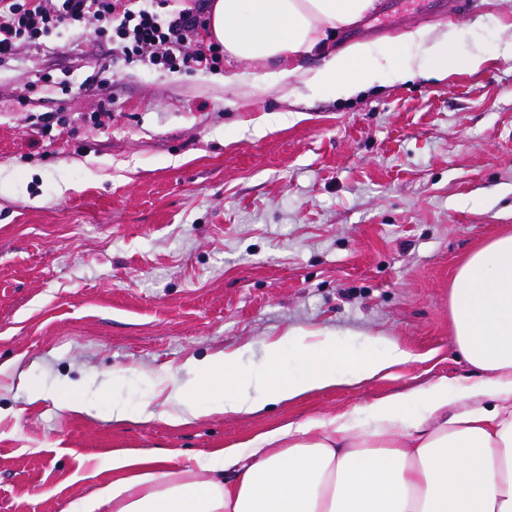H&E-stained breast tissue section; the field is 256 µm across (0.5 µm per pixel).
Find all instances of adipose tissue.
Returning <instances> with one entry per match:
<instances>
[{
    "mask_svg": "<svg viewBox=\"0 0 512 512\" xmlns=\"http://www.w3.org/2000/svg\"><path fill=\"white\" fill-rule=\"evenodd\" d=\"M375 0H211L207 35L231 58L277 61L254 75L267 90L300 79L312 89L350 98L382 83L442 79L478 72V53L456 49L447 27L432 35L415 29L401 43L357 42L330 53L340 28L358 21ZM425 47V61L413 49ZM318 55L320 67L302 61ZM451 338L479 373L455 387L437 382L364 407L362 415L285 423L230 446L202 473L162 471L149 461L112 457V477L82 498L76 512H512V233L475 251L458 269L450 291ZM303 361L299 376L277 373L281 343L265 346V366L239 369L241 352H218L193 364V377L175 392L173 423L203 416L255 414L268 405L352 385L409 362L410 351L390 340L356 371L333 335L297 331ZM420 408L412 412L409 401Z\"/></svg>",
    "mask_w": 512,
    "mask_h": 512,
    "instance_id": "obj_1",
    "label": "adipose tissue"
}]
</instances>
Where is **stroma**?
<instances>
[{"label": "stroma", "mask_w": 512, "mask_h": 512, "mask_svg": "<svg viewBox=\"0 0 512 512\" xmlns=\"http://www.w3.org/2000/svg\"><path fill=\"white\" fill-rule=\"evenodd\" d=\"M448 25L487 55L481 73L347 100L294 77L256 90L261 64L229 58L154 70L89 32L0 65V512H73L116 452L193 467L286 420L476 378L451 343L449 289L512 232V0H377L329 48ZM45 112L71 134H42ZM293 330L335 335L356 362L389 340L413 358L259 415L168 423L190 361L240 349L247 372ZM116 404L149 414L118 424Z\"/></svg>", "instance_id": "obj_1"}]
</instances>
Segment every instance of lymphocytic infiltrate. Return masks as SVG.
<instances>
[{"instance_id":"f902f5d3","label":"lymphocytic infiltrate","mask_w":512,"mask_h":512,"mask_svg":"<svg viewBox=\"0 0 512 512\" xmlns=\"http://www.w3.org/2000/svg\"><path fill=\"white\" fill-rule=\"evenodd\" d=\"M208 18V0L174 9L169 0H0V64L26 47L55 49L56 39L90 25L125 59L159 70L211 68L224 50L204 42Z\"/></svg>"}]
</instances>
